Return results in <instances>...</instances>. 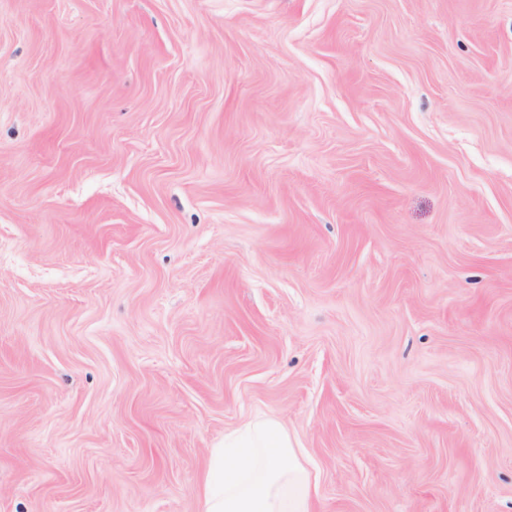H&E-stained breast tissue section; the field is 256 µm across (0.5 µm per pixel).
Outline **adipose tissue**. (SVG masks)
I'll use <instances>...</instances> for the list:
<instances>
[{"label": "adipose tissue", "instance_id": "1", "mask_svg": "<svg viewBox=\"0 0 512 512\" xmlns=\"http://www.w3.org/2000/svg\"><path fill=\"white\" fill-rule=\"evenodd\" d=\"M319 471L274 419H252L213 448L197 489L200 512H312Z\"/></svg>", "mask_w": 512, "mask_h": 512}]
</instances>
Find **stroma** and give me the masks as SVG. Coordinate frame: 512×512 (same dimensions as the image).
I'll return each mask as SVG.
<instances>
[{"mask_svg":"<svg viewBox=\"0 0 512 512\" xmlns=\"http://www.w3.org/2000/svg\"><path fill=\"white\" fill-rule=\"evenodd\" d=\"M512 512V0H0V512ZM319 471L274 419H252L213 448L197 496L200 512H312Z\"/></svg>","mask_w":512,"mask_h":512,"instance_id":"obj_1","label":"stroma"}]
</instances>
